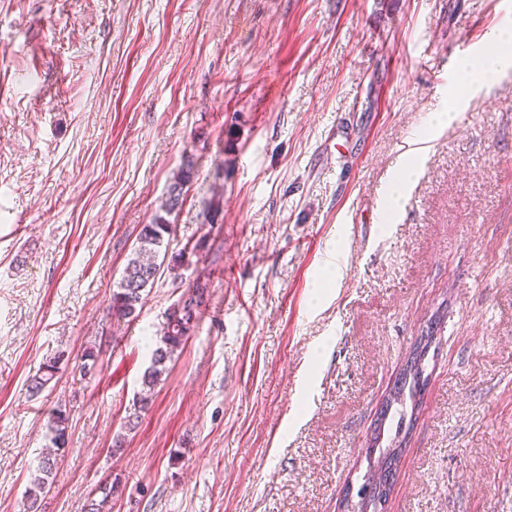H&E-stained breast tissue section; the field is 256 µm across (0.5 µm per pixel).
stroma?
Returning <instances> with one entry per match:
<instances>
[{
  "label": "stroma",
  "mask_w": 512,
  "mask_h": 512,
  "mask_svg": "<svg viewBox=\"0 0 512 512\" xmlns=\"http://www.w3.org/2000/svg\"><path fill=\"white\" fill-rule=\"evenodd\" d=\"M505 31L512 0H0V512H23L58 407L42 512L111 482L112 512H337L437 311L386 512H512V70L459 65ZM188 157L168 254L190 256L116 323ZM214 260L202 323L127 429L168 309ZM420 148L410 147L404 152L405 162L401 165L397 175L398 183L394 185L393 190L386 198L388 207L397 206L400 197L402 196V189L404 184H407L412 174L414 173L415 159L421 154ZM195 176V162L189 158L184 160L170 185L168 200L162 207L165 214L170 216L178 208L184 189L192 184ZM69 356L66 357L65 351L55 354L53 357L46 359L36 373L28 380L27 390L31 397L41 394L47 386L56 378L61 365L64 361L69 362Z\"/></svg>",
  "instance_id": "obj_1"
}]
</instances>
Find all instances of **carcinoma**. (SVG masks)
<instances>
[{"label": "carcinoma", "mask_w": 512, "mask_h": 512, "mask_svg": "<svg viewBox=\"0 0 512 512\" xmlns=\"http://www.w3.org/2000/svg\"><path fill=\"white\" fill-rule=\"evenodd\" d=\"M196 176L195 162L186 159L181 164L170 185L168 200L162 207L163 214L154 218L152 223L142 226L137 243L128 259L124 274L112 291V318L117 321H130L136 317L142 305L147 288L153 287L161 275V264L158 259L161 249L165 247V239L172 234L173 224L166 216L173 213L179 206L184 189L191 185ZM212 272L198 274L188 285L183 298L169 309L162 336L158 346L153 350L151 364L142 376V392L139 397L140 408L145 409L150 403L152 390L168 370L167 363L172 360L175 352L183 348L195 333L209 300V286ZM430 345L431 340H417L414 349L406 359L399 377L390 390V399L394 406L387 419L385 437L378 447H373L377 438L370 437L365 454V482L372 477L371 455L376 459L387 460L386 479L388 486L384 488L383 497H388L390 486L393 485L398 462L405 452V440L408 430L417 420L423 402V392L427 385V365L425 350L421 345ZM69 361L65 352L61 351L43 362L36 373L28 380L27 390L30 396L41 394L56 378L63 362ZM99 361V351L93 347L86 348L80 356V373L85 376L94 374ZM69 416L58 409L49 421L51 443L60 448L66 443ZM56 457L48 453L39 458L37 469L32 475L28 489L24 512H38L41 497L51 486V478L56 468ZM115 485L110 484L99 490V495L87 498L84 512H111L112 496Z\"/></svg>", "instance_id": "obj_1"}]
</instances>
